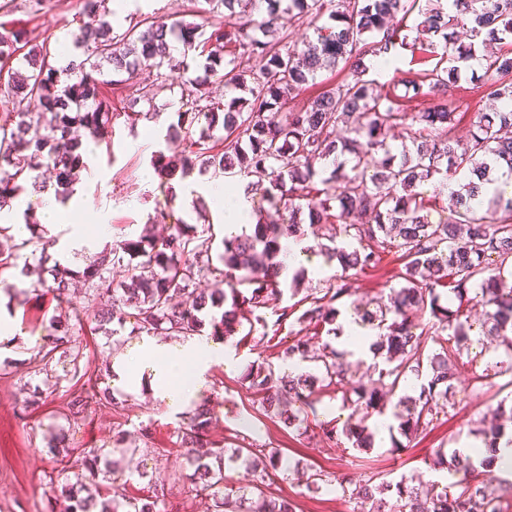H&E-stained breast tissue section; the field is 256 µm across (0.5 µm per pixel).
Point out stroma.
I'll list each match as a JSON object with an SVG mask.
<instances>
[{
    "instance_id": "1",
    "label": "stroma",
    "mask_w": 512,
    "mask_h": 512,
    "mask_svg": "<svg viewBox=\"0 0 512 512\" xmlns=\"http://www.w3.org/2000/svg\"><path fill=\"white\" fill-rule=\"evenodd\" d=\"M82 7L83 0H0V22L24 29L33 43L49 47L55 65L60 66L76 53L72 40ZM108 7L113 26L121 32L144 13L196 22L207 4L205 0H109ZM152 79V73L145 70L125 84L105 87V97L118 118L109 142L96 144L87 153L86 168L74 185L73 196L63 206L57 226L59 239H66L70 225L77 222L91 232L98 225H109L113 241L135 237L158 209L189 224L210 222L216 237H223L224 218L208 195L197 193L196 199L203 206L198 212L177 202L173 183L157 175L149 180L142 176L146 163L164 149V135L176 122L179 109V91L167 90L153 99L152 118L132 124L123 117L127 99ZM449 98L461 117L455 135L467 139L480 114L490 111L491 105L482 87L470 81L458 83ZM402 267L399 252L390 249L382 253L376 267L355 276L354 300L365 307L372 298L388 293L397 286ZM10 308L21 334L0 346V512H64L66 502L60 489L75 477L58 462L51 447L56 433H63L66 448L76 453L89 448L111 450L112 437L120 430L132 448L125 453L123 473L114 482H102V491L144 497L151 493V479L157 478L164 482L167 512H207L209 498L196 495L185 479L188 465L176 436L184 419L158 407L144 385L115 389L119 408L92 402L78 418L67 420L61 415L67 402L91 390L93 384L110 385L109 368L139 345L141 336L124 335L122 346L116 348L103 334H92L86 327L76 330V337L85 345L78 369H71L68 359L52 360L48 374L57 376L59 382L46 392L42 405L29 408L26 400L45 377L35 373L34 367L51 332L55 303L51 296L29 290L14 297ZM201 335L214 348L227 350L234 360L230 366L214 365L209 373L206 398L216 415L209 439L215 447L253 443L279 448L290 461L354 485L380 476L396 481L414 472L427 480L446 481L447 471L431 467L435 449L450 452L473 446L478 440L474 432L477 422L491 416L507 395L505 377L485 378L488 366L503 359V348L473 341L458 369L450 397L452 407L446 417L416 439L396 432L371 449L358 450L343 436L330 439L323 431L325 421L345 422L351 412L336 398L322 396L317 415L308 417L296 430L263 412L242 382L249 365L260 358L270 361L277 373L286 374L288 363L279 356L282 344L311 338V331L289 320L281 324L277 334L265 337L257 331L242 330L225 339L213 336L207 326ZM265 491L287 498L295 512H369L371 508L370 503L342 497L333 487L314 491L304 481L285 480L278 474L267 481Z\"/></svg>"
}]
</instances>
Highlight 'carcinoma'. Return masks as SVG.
I'll return each mask as SVG.
<instances>
[{"label":"carcinoma","mask_w":512,"mask_h":512,"mask_svg":"<svg viewBox=\"0 0 512 512\" xmlns=\"http://www.w3.org/2000/svg\"><path fill=\"white\" fill-rule=\"evenodd\" d=\"M207 3L209 12L222 9L224 17L235 18L230 28L183 18L168 23L147 15L119 33L106 0H84L87 21L75 36V47L85 58L63 67L50 61L46 47L31 44L23 29L1 32L5 91L0 94V209L29 186L39 193L52 188L58 200H66L73 192L75 171L85 167V140L99 143L112 132L113 114L103 87L122 83L124 75L146 67L157 71L156 82L131 101L132 111L126 113L130 123L153 116L136 110L139 103H151L158 92L176 84L181 88L177 122L165 135L167 145L182 147L180 166H170L159 151L153 161L158 175L183 179L196 170L214 180L243 178L246 189L288 214V222L257 224L251 235L226 232L218 246L211 227L171 224L170 214L158 209L138 238L104 246L83 268L86 301L73 299L71 272L57 263L50 269L52 282L40 277L32 288L52 294L62 310L93 315L96 330L114 325L109 331L114 346L121 345L118 335L128 308L136 311L131 332L139 335H195L205 312L211 317L212 335L234 336L242 326L239 302L248 304L255 322L264 327L265 318L258 312L282 300L280 241L304 235L296 216L305 209L310 229L330 225L332 245L318 247L342 269L325 280L299 317L309 327L337 334V303L353 295L351 272L375 266L389 248L401 252L399 287L376 297L372 311L354 309L357 320L379 330L372 342L373 354L381 360L378 379L369 385L354 380L345 367V352L326 343L322 353H315L299 339L282 350L281 359L316 363L319 373L290 378L257 360L244 377L248 389L265 411L290 427L316 413L320 395L341 396L353 412L340 429L326 425V434H340L354 448L373 447L375 432L368 420L388 409L400 434L415 438L448 414L459 361L471 341L470 303L484 305L481 333L507 354L491 368L493 376L512 373V197L504 198L506 189L500 187L495 192L497 209L484 212L472 205L493 181L488 158L512 173V138L502 135L512 129V52L485 58V91L501 109L482 114L462 153L448 101L450 88L476 75L470 61L477 54L492 44H512V0H265L266 15L259 20L238 16L239 0ZM282 12L312 28L315 39L301 49L289 46L288 36L277 28ZM413 13L419 17L417 36L440 38L432 45L435 63L420 74L403 73L393 81L394 93L382 94L376 80L368 78L369 61L410 46L394 21ZM172 41L205 58L203 75L176 80L161 72ZM231 43L237 54L228 59L224 48ZM19 51L23 70L7 66ZM239 57L255 59L258 67H239ZM339 65L348 68L346 78L305 109L282 111L319 70ZM215 76L243 95L211 101L208 81ZM400 87L403 93L398 94ZM425 98L437 104L419 112H409L402 104ZM395 127L404 130L397 151L387 141ZM461 172L466 182L449 193L448 217L432 222L415 187L425 181L445 185ZM316 182L320 187L311 189ZM11 230L0 225L5 241L0 244V288L7 293L18 290L14 280L30 276L31 268L50 260L47 248L56 243L42 234L18 237ZM116 266L124 268L125 279L112 278ZM203 279L212 287H197ZM245 284L251 286L247 296L240 291ZM409 310L429 314V326L416 330L407 320ZM50 324L58 337L41 361L50 362L57 347L68 344L72 365L78 367L81 346L69 322L58 314ZM430 341L438 349L429 353ZM411 377L420 381L416 395L405 392ZM91 400L115 408L120 404L109 388H99L75 396L69 412L81 413ZM506 414L512 421V407L500 402L490 420H480L483 447L476 449L478 461L440 448L434 465L470 474L489 468L506 434L498 418ZM214 418L210 409L199 406L178 430L192 470L189 479L196 491L212 499L213 512H294L289 501L266 494L262 486L269 470L288 474L298 465L278 448L209 447L206 436ZM63 441L57 437L62 459L81 472L76 483L61 489L69 502L66 512L95 507L118 512L114 499L98 501L91 490L102 473V449L74 458ZM237 467L247 478L236 486L225 485V471ZM336 484L353 500L365 502L377 493L386 497L388 512H503L502 502L512 499V480L495 487L466 479L443 485L412 473L351 490L340 479ZM159 501L155 494L128 499L123 507L125 512H160Z\"/></svg>","instance_id":"1"}]
</instances>
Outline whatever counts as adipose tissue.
<instances>
[{
	"label": "adipose tissue",
	"mask_w": 512,
	"mask_h": 512,
	"mask_svg": "<svg viewBox=\"0 0 512 512\" xmlns=\"http://www.w3.org/2000/svg\"><path fill=\"white\" fill-rule=\"evenodd\" d=\"M223 359V352L198 336L187 337L175 346L150 337L119 361L115 381L124 386L131 376L149 377L154 401L179 412L190 402L201 401L211 364Z\"/></svg>",
	"instance_id": "obj_1"
}]
</instances>
